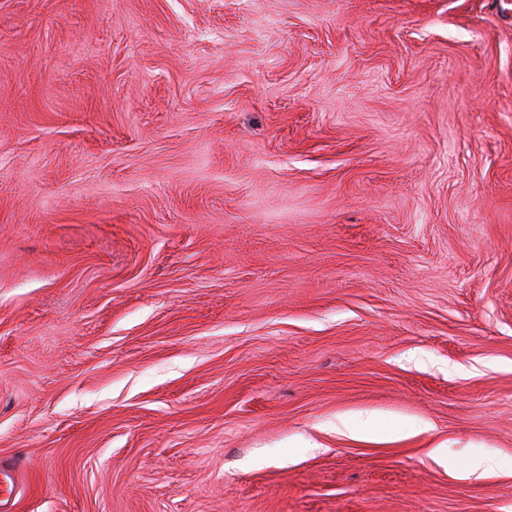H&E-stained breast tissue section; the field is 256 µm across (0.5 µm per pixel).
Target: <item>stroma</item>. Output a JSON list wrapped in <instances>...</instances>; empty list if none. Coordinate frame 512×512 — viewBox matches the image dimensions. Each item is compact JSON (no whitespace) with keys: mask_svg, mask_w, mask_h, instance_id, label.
<instances>
[{"mask_svg":"<svg viewBox=\"0 0 512 512\" xmlns=\"http://www.w3.org/2000/svg\"><path fill=\"white\" fill-rule=\"evenodd\" d=\"M2 466L0 512H512V0H0Z\"/></svg>","mask_w":512,"mask_h":512,"instance_id":"obj_1","label":"stroma"}]
</instances>
